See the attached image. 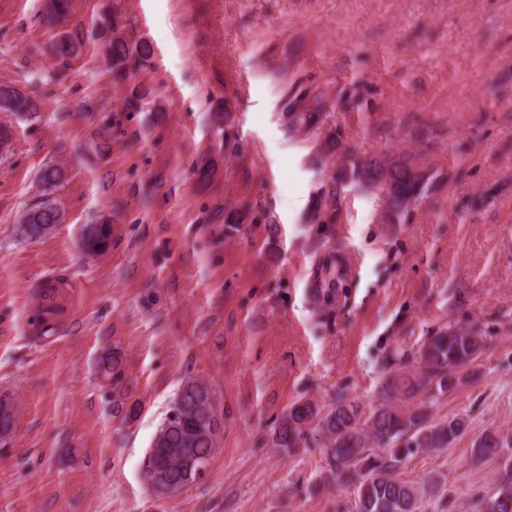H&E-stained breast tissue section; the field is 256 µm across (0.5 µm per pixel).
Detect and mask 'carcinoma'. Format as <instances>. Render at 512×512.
I'll return each mask as SVG.
<instances>
[{"instance_id": "carcinoma-1", "label": "carcinoma", "mask_w": 512, "mask_h": 512, "mask_svg": "<svg viewBox=\"0 0 512 512\" xmlns=\"http://www.w3.org/2000/svg\"><path fill=\"white\" fill-rule=\"evenodd\" d=\"M70 0H46V19L58 24L66 18ZM106 33V55L112 78L120 82L151 55L145 41L132 43L117 20L101 19ZM80 47L78 35L62 33L55 41L56 54L67 57ZM352 102L343 101V91L331 92L318 87L288 92L285 109L295 127L317 125L324 112ZM42 103L8 84H0V112L31 117L41 111ZM391 152L379 157L341 156L332 184L316 204L314 219L338 211L340 196L350 187L376 192L386 203L385 221L394 223L423 199L431 174L394 173L385 165L396 161ZM45 198L29 208L21 219L18 233L28 239L48 235L61 220L53 198L63 183V171L46 166L41 175ZM82 245L90 255L112 247V225L103 221L83 229ZM484 347L483 337L473 329L446 327L435 331L411 352L403 351L386 362L381 394L383 402L366 412L357 403L340 397L325 414L310 401L293 404L274 434V447L287 453L296 447L307 426L320 431L326 441V463L336 481L358 486L359 512H417L418 491L396 477L405 454L413 448L437 450L448 447L462 433L465 420L452 417L434 421L431 406L415 399L443 395L474 380L473 364ZM99 373L112 392H121L123 371L117 352L101 357ZM16 419L14 404L0 398V443L12 435ZM224 425L209 386L200 380L184 382L157 430L147 455L145 475L162 494L177 492L199 480L215 455ZM504 445L495 433L485 434L477 445L482 456H498ZM487 512H512V465L505 469L498 491Z\"/></svg>"}]
</instances>
